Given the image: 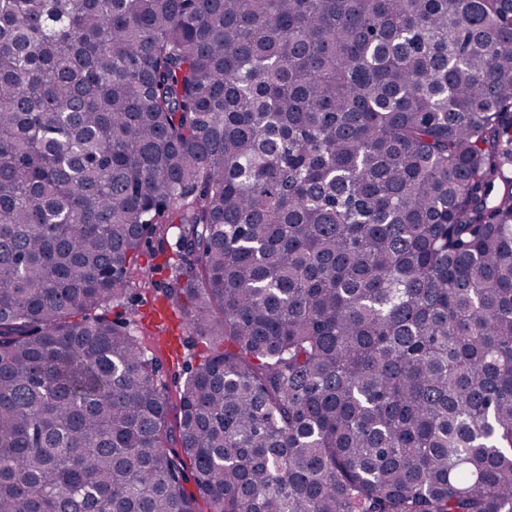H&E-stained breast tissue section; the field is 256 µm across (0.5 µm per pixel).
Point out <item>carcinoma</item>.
Masks as SVG:
<instances>
[{"label": "carcinoma", "mask_w": 512, "mask_h": 512, "mask_svg": "<svg viewBox=\"0 0 512 512\" xmlns=\"http://www.w3.org/2000/svg\"><path fill=\"white\" fill-rule=\"evenodd\" d=\"M199 497L512 512V0H0V512ZM144 253L139 257V266L146 279L145 288L138 291L136 297L121 304L110 305L108 317L112 321L127 322L138 329L142 345L147 355L159 359L162 368L160 369L159 382L161 387L166 388L171 398L172 407L169 414V426L177 434L176 440L168 444L169 449L182 453L178 439L179 410L175 408L178 402L177 386L174 383V375L184 378L186 368L191 364L195 366L200 357L209 353L206 345L194 334L188 320L180 305L171 304L163 296V290L171 274L170 264H174L176 258L167 253L164 255L155 254L151 247H144ZM154 304L168 306L169 316L167 321L162 322L166 331L161 333V350L156 349L154 340L143 328L142 324L148 326L145 317L148 315ZM162 336H171L176 345L177 355H173L169 347L162 341Z\"/></svg>", "instance_id": "cac0c4a2"}]
</instances>
